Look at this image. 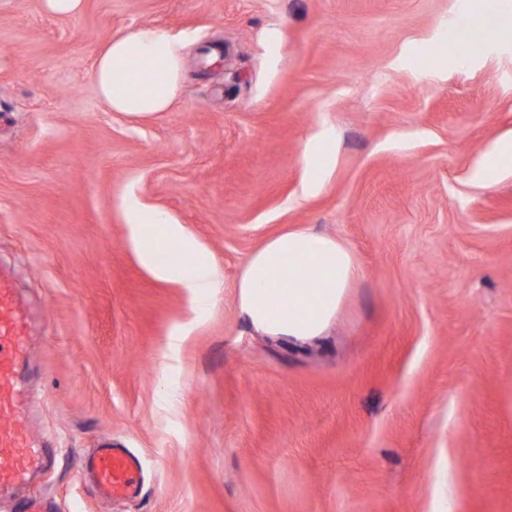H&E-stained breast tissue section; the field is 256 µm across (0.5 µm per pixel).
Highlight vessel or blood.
Segmentation results:
<instances>
[{
  "label": "vessel or blood",
  "instance_id": "obj_1",
  "mask_svg": "<svg viewBox=\"0 0 512 512\" xmlns=\"http://www.w3.org/2000/svg\"><path fill=\"white\" fill-rule=\"evenodd\" d=\"M30 331V316L11 277L0 273V496L28 484L49 462L46 448L31 435L28 398L19 383ZM84 467L101 500L139 491L142 461L128 449L104 443L86 457Z\"/></svg>",
  "mask_w": 512,
  "mask_h": 512
}]
</instances>
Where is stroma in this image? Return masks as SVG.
<instances>
[{"instance_id": "obj_1", "label": "stroma", "mask_w": 512, "mask_h": 512, "mask_svg": "<svg viewBox=\"0 0 512 512\" xmlns=\"http://www.w3.org/2000/svg\"><path fill=\"white\" fill-rule=\"evenodd\" d=\"M469 0H0V269L45 310L24 372L54 512H512V37L465 63ZM131 25L183 38L169 111L109 112L99 47ZM336 166L304 199L307 140ZM212 254L195 311L131 244L124 203ZM333 235L361 277L328 336L245 321L249 253ZM139 455L136 500L102 502L79 461ZM507 163H512V138L494 143L480 160L479 173L485 184H490Z\"/></svg>"}]
</instances>
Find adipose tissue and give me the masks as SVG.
<instances>
[{"instance_id": "ef3b65f1", "label": "adipose tissue", "mask_w": 512, "mask_h": 512, "mask_svg": "<svg viewBox=\"0 0 512 512\" xmlns=\"http://www.w3.org/2000/svg\"><path fill=\"white\" fill-rule=\"evenodd\" d=\"M185 43L156 26H131L99 49L92 79L113 112L146 118L167 111L183 84ZM131 242L163 280L185 288L196 309L214 302L224 282L214 259L159 210L127 202ZM361 275L342 241L309 228L272 236L250 253L238 279L239 307L271 336L307 341L326 335Z\"/></svg>"}]
</instances>
